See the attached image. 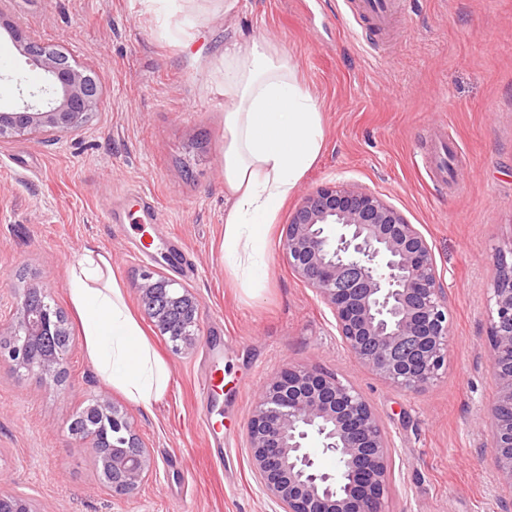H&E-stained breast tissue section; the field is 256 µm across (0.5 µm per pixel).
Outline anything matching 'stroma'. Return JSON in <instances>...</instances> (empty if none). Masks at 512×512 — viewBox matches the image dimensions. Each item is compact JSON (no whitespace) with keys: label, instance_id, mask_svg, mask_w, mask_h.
<instances>
[{"label":"stroma","instance_id":"35a3bbf8","mask_svg":"<svg viewBox=\"0 0 512 512\" xmlns=\"http://www.w3.org/2000/svg\"><path fill=\"white\" fill-rule=\"evenodd\" d=\"M7 16L68 53L101 86L87 122L56 135L0 138V320L30 287L49 291L73 337L65 379L46 385L0 367V487L35 512H282L262 488L245 431L266 379L314 364L368 399L393 443L387 512H501L491 443L496 397L489 306L497 248L512 242V0H400L375 40L343 0H7ZM269 39L314 93L325 143L300 191L362 183L401 210L433 248L449 296L448 363L418 392L361 367L330 309L281 249L298 194L277 212L266 264L248 279L224 258V40ZM23 83H16V76ZM0 27V111L42 85ZM444 130L448 180L425 168ZM153 201L159 223L145 219ZM182 244L193 276L167 265ZM88 247L112 259L125 302L167 365L164 395L134 403L83 350L66 269ZM198 304L196 346L173 353L137 291L143 272ZM224 373L217 434L201 388ZM104 394L127 411L152 460L113 495L69 424Z\"/></svg>","mask_w":512,"mask_h":512}]
</instances>
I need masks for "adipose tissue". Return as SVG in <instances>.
Returning a JSON list of instances; mask_svg holds the SVG:
<instances>
[{
    "label": "adipose tissue",
    "mask_w": 512,
    "mask_h": 512,
    "mask_svg": "<svg viewBox=\"0 0 512 512\" xmlns=\"http://www.w3.org/2000/svg\"><path fill=\"white\" fill-rule=\"evenodd\" d=\"M322 114L288 55L267 41L224 42V256L263 266L268 226L324 147ZM85 353L129 400L161 398L168 369L127 307L107 254L94 249L66 272Z\"/></svg>",
    "instance_id": "obj_1"
}]
</instances>
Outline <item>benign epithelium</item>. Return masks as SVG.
Here are the masks:
<instances>
[{
	"label": "benign epithelium",
	"mask_w": 512,
	"mask_h": 512,
	"mask_svg": "<svg viewBox=\"0 0 512 512\" xmlns=\"http://www.w3.org/2000/svg\"><path fill=\"white\" fill-rule=\"evenodd\" d=\"M0 23L24 44L29 65L41 69L45 84L10 112L0 113V135L7 132H62L82 126L97 107L100 87L65 53L50 50L20 25ZM282 251L288 265L314 288L332 311L341 342L366 370L408 392L436 381L448 361V297L425 236L404 214L355 182H335L305 194L289 217ZM508 250L495 253L498 276L493 289L490 342L498 392L492 410L491 447L500 482L512 492V264ZM138 291L174 352L197 341L195 299L174 283L142 274ZM186 304L187 317L173 325L168 312ZM0 365L61 381L71 346L63 312L42 288L20 294L12 318L0 324ZM106 415L125 428L123 445L86 433L80 420ZM82 440L81 451L107 460L118 492L136 490L150 472V456L127 413L99 395L82 418L69 425ZM336 459L323 470L308 441ZM247 444L265 490L283 512H385L392 457L391 441L370 402L351 384L311 364H289L269 377L247 425ZM0 512H36L22 495L0 490Z\"/></svg>",
	"instance_id": "7a95c632"
}]
</instances>
